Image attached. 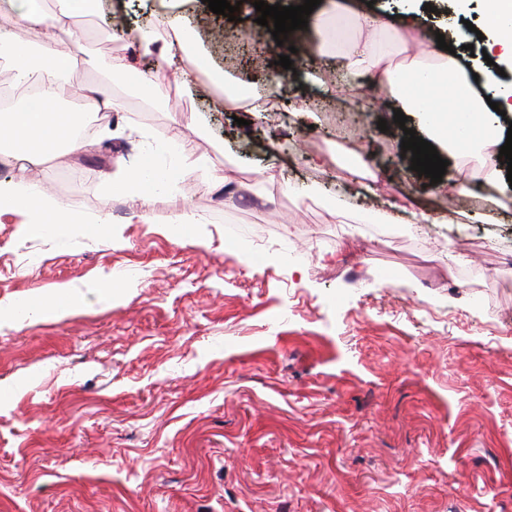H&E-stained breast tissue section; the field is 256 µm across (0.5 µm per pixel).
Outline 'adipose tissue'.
<instances>
[{
  "label": "adipose tissue",
  "mask_w": 512,
  "mask_h": 512,
  "mask_svg": "<svg viewBox=\"0 0 512 512\" xmlns=\"http://www.w3.org/2000/svg\"><path fill=\"white\" fill-rule=\"evenodd\" d=\"M472 2L478 7L482 28L492 35L487 53L512 67V0H457V5L464 11ZM308 23L319 35L323 53L335 58L345 79L356 87L370 82L385 91L401 111L414 114L426 141L462 160L481 152L478 169L461 172L454 187L461 195L468 193L473 183L484 189L493 205L487 221L496 223L505 193L498 147L502 117L512 114V86H495L487 97L477 94L456 58L427 44L421 30L406 25L394 31L393 42H385L383 35L390 31L387 20L374 13L348 10L340 0H327L309 16ZM123 35L139 52L152 57L158 74L175 86L184 85L186 69L156 29L137 27L124 30ZM80 62L78 48L57 40L20 43L0 34V63L12 71L14 86L32 79L41 84L37 105L22 112H0V154L34 159L61 155L67 147L85 148L84 138L75 135L76 128L86 123L85 112L57 104L59 82ZM171 175L138 165L113 178L112 190L140 207L145 198L139 185H165ZM3 213L16 216L36 233L73 221L43 190L23 183L0 184Z\"/></svg>",
  "instance_id": "adipose-tissue-1"
}]
</instances>
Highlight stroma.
I'll list each match as a JSON object with an SVG mask.
<instances>
[{
	"label": "stroma",
	"instance_id": "obj_1",
	"mask_svg": "<svg viewBox=\"0 0 512 512\" xmlns=\"http://www.w3.org/2000/svg\"><path fill=\"white\" fill-rule=\"evenodd\" d=\"M113 2L57 29L83 49L70 96L94 83L116 103L89 115L92 147L0 170L80 218L34 234L0 216V315L83 294L76 310L0 325V512H512V205L486 223L482 191L456 197L413 171L401 141L415 122L394 123L372 85L303 122L320 97L306 73L331 60L287 70L282 45L252 65L212 39L221 17L204 0L179 7L200 50L278 114L217 107L199 72L163 95L144 56L113 75L111 49L133 55L115 30L164 12ZM373 10L444 34L467 73L492 80L464 50L453 0ZM188 113L208 170L145 187L135 212L113 174L176 169L172 144L142 136L163 139ZM367 172L405 205L397 232L357 223ZM184 209L201 223L173 225ZM420 213L446 221L414 225Z\"/></svg>",
	"mask_w": 512,
	"mask_h": 512
}]
</instances>
